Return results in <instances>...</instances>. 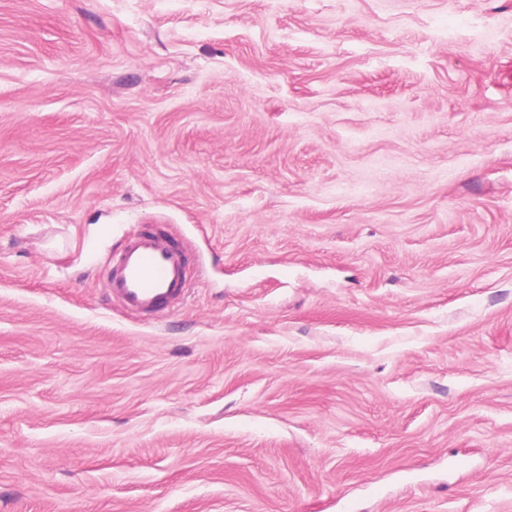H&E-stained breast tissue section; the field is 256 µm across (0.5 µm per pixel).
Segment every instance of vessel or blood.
I'll return each instance as SVG.
<instances>
[{
    "label": "vessel or blood",
    "instance_id": "obj_1",
    "mask_svg": "<svg viewBox=\"0 0 512 512\" xmlns=\"http://www.w3.org/2000/svg\"><path fill=\"white\" fill-rule=\"evenodd\" d=\"M186 257L174 244L149 232L129 241L113 261L108 288L130 310L152 314L166 309L183 290Z\"/></svg>",
    "mask_w": 512,
    "mask_h": 512
}]
</instances>
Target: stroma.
Masks as SVG:
<instances>
[{
  "instance_id": "stroma-1",
  "label": "stroma",
  "mask_w": 512,
  "mask_h": 512,
  "mask_svg": "<svg viewBox=\"0 0 512 512\" xmlns=\"http://www.w3.org/2000/svg\"><path fill=\"white\" fill-rule=\"evenodd\" d=\"M0 512H512V0H0ZM186 256L174 244L150 232L129 241L112 262L108 288L132 311L153 314L181 295Z\"/></svg>"
}]
</instances>
